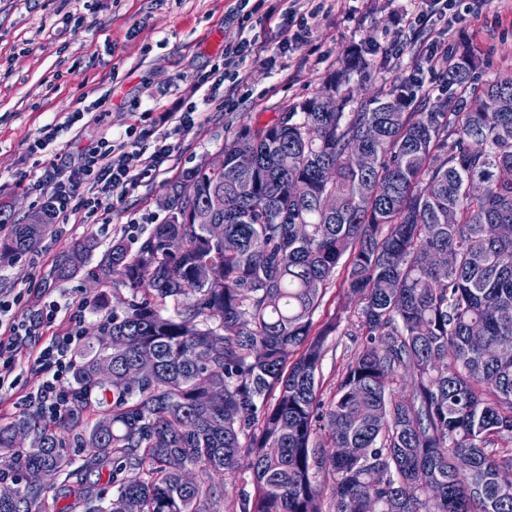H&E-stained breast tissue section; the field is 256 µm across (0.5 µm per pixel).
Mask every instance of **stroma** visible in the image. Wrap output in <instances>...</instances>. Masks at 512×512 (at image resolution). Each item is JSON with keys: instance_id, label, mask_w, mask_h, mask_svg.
<instances>
[{"instance_id": "stroma-1", "label": "stroma", "mask_w": 512, "mask_h": 512, "mask_svg": "<svg viewBox=\"0 0 512 512\" xmlns=\"http://www.w3.org/2000/svg\"><path fill=\"white\" fill-rule=\"evenodd\" d=\"M257 10L242 20L236 0H0V214L25 222L51 188L39 177L52 165H77L102 137L136 126L148 142L167 137L170 161L134 191L107 196L108 221L54 225L33 251L0 261V289L25 293L24 307L52 299L84 304L81 329L92 334L102 314L87 272L53 286L45 277L66 251L87 235L101 244L112 238L141 239L165 212L159 200L168 182L200 159L217 156L226 136L243 125H265L322 90L343 69L351 46L370 45V68L352 74L355 100L385 93L402 78L419 96L441 95L447 54L469 52L481 78L512 71V0H315L320 11L307 40L287 52L277 41L291 36L284 23L286 0H250ZM264 44L263 53L241 65L242 82L232 102L202 79L223 64L243 40ZM195 103L194 122L177 128L161 113ZM76 112H100V123H73ZM58 125L46 150L32 152L46 125ZM337 269L314 327L337 319L319 367L320 403H329L361 338L356 304ZM15 387L0 390V424L28 411L26 395L41 376L20 363Z\"/></svg>"}]
</instances>
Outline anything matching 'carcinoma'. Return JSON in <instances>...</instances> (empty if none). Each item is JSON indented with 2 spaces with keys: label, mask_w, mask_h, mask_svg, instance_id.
I'll return each instance as SVG.
<instances>
[{
  "label": "carcinoma",
  "mask_w": 512,
  "mask_h": 512,
  "mask_svg": "<svg viewBox=\"0 0 512 512\" xmlns=\"http://www.w3.org/2000/svg\"><path fill=\"white\" fill-rule=\"evenodd\" d=\"M364 53L347 54L328 95L225 139L223 172L184 169L144 239L112 240L91 273L97 306L108 308L109 288L132 298L76 349L61 419L32 411L0 425V482L16 489L0 512H46L54 487L10 473L70 475L71 434L95 444L87 470L112 462L110 495L70 489L85 512H125L130 499L138 512H325L326 499L331 512H512V179L501 178L512 170V71L479 83L465 52L448 60V96L428 108L402 78L349 112L340 88L367 68ZM242 151L255 157L246 175ZM357 151L371 166L351 163ZM48 211L10 225L0 257L33 249ZM97 247L86 237L48 280L75 277ZM341 262L364 340L324 408L317 372L336 322L314 333L312 317ZM144 353L153 371L127 384ZM103 360L108 384L96 378ZM408 371L411 389L395 393ZM317 428L353 452L319 453ZM243 469L255 495L235 506L211 475Z\"/></svg>",
  "instance_id": "cac0c4a2"
}]
</instances>
